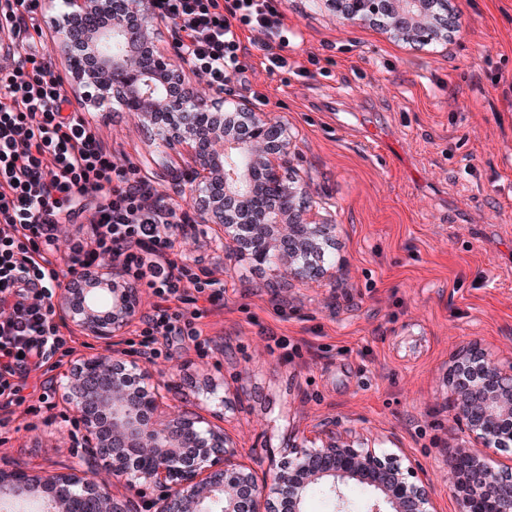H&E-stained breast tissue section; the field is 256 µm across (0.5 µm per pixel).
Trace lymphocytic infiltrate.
Listing matches in <instances>:
<instances>
[{"label":"lymphocytic infiltrate","instance_id":"lymphocytic-infiltrate-1","mask_svg":"<svg viewBox=\"0 0 512 512\" xmlns=\"http://www.w3.org/2000/svg\"><path fill=\"white\" fill-rule=\"evenodd\" d=\"M46 0H0V29L16 44L0 69V428L17 414L51 408L55 372L77 337L55 312L60 287H76L74 267L110 261L153 301L139 318L136 355L154 361L170 337L201 352L203 321L224 305L215 269L175 250L192 224L132 161L117 163L85 113L72 110L63 78L50 68L38 17ZM175 26L179 47L212 90L243 74L248 46L269 69L285 67L295 38L278 0H154ZM253 33L244 45L241 31ZM89 237L63 238L65 224Z\"/></svg>","mask_w":512,"mask_h":512}]
</instances>
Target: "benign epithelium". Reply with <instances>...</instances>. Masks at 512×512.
Here are the masks:
<instances>
[{"mask_svg":"<svg viewBox=\"0 0 512 512\" xmlns=\"http://www.w3.org/2000/svg\"><path fill=\"white\" fill-rule=\"evenodd\" d=\"M353 24L387 18L396 38L425 43L456 18L433 15L431 0H325ZM54 21V58L64 61L67 83L79 102L100 108L115 101L152 130L160 146L187 149L195 163L189 200L197 221L215 224L234 243L235 257L268 268L277 280L307 282L342 265L331 221L311 212L306 186L288 177L298 155L288 125L231 93L216 94L189 82V56L158 46L167 19L153 0H65ZM247 128L244 136L234 129ZM322 260L316 265L310 257ZM82 280L96 286L66 288L59 311L87 335L108 346L139 311L138 288L111 265ZM475 361L473 387L458 379ZM143 363L119 351L91 354L63 382L64 397L81 421L85 465L42 480L62 488L55 512H70L72 499L90 498L96 512H128L112 487L150 489V512H306L311 488L320 486L348 512L353 484L370 490L366 512H437L419 466L366 442L336 434V420L316 423L303 444L269 460L258 473L238 459L224 431L188 411L160 415L162 396ZM454 427L467 444L452 455L448 483L458 493L459 512H512V463L489 460L512 451V358L482 349L460 351L448 369ZM144 461L133 467L126 451ZM474 475L461 486L457 474ZM12 499L27 501L33 480L23 470L9 475Z\"/></svg>","mask_w":512,"mask_h":512,"instance_id":"7a95c632","label":"benign epithelium"}]
</instances>
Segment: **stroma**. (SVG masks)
I'll return each mask as SVG.
<instances>
[{
    "label": "stroma",
    "mask_w": 512,
    "mask_h": 512,
    "mask_svg": "<svg viewBox=\"0 0 512 512\" xmlns=\"http://www.w3.org/2000/svg\"><path fill=\"white\" fill-rule=\"evenodd\" d=\"M449 3L458 32L423 45L350 24L321 0H280L298 34L287 67L266 70L249 47L232 87L298 135L294 165L335 219L344 264L335 282L272 288L214 227L178 233V252L222 272L224 307L206 320V356L177 341L151 366L175 381L171 406L223 426L255 469L329 417L415 460L439 512H457L443 479L461 443L452 355L474 345L512 356V0ZM93 120L117 160L185 203L188 155L158 148L134 114ZM271 336L290 348L268 350ZM63 393L54 419L10 424L0 471L38 480L78 462Z\"/></svg>",
    "instance_id": "stroma-1"
}]
</instances>
